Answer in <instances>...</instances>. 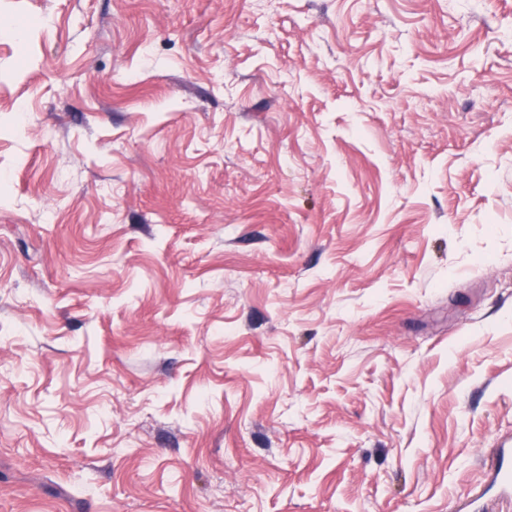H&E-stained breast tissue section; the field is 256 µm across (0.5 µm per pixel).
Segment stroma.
I'll use <instances>...</instances> for the list:
<instances>
[{"label": "stroma", "instance_id": "stroma-1", "mask_svg": "<svg viewBox=\"0 0 512 512\" xmlns=\"http://www.w3.org/2000/svg\"><path fill=\"white\" fill-rule=\"evenodd\" d=\"M0 192V512H512V0H0ZM492 480L504 488L512 487V448H500L499 457L491 466Z\"/></svg>", "mask_w": 512, "mask_h": 512}]
</instances>
